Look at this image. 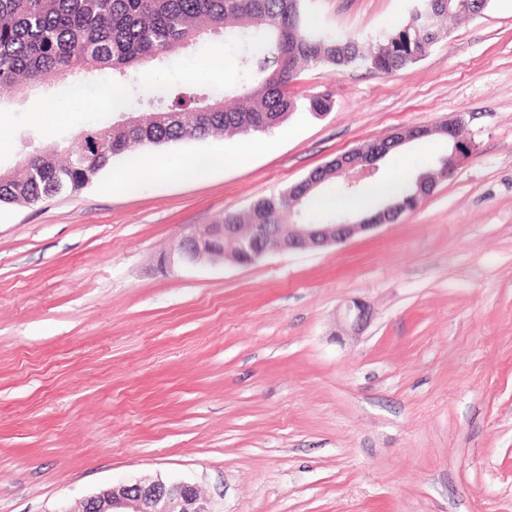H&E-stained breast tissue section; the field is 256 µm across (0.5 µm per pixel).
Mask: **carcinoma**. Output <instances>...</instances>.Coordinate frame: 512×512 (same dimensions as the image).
I'll use <instances>...</instances> for the list:
<instances>
[{
	"instance_id": "cac0c4a2",
	"label": "carcinoma",
	"mask_w": 512,
	"mask_h": 512,
	"mask_svg": "<svg viewBox=\"0 0 512 512\" xmlns=\"http://www.w3.org/2000/svg\"><path fill=\"white\" fill-rule=\"evenodd\" d=\"M305 0H0V88L28 95L53 78L62 88L111 77L110 99L131 102L140 121L120 117L81 133L64 146L38 149L0 172V205H36L77 192L112 159L138 148L210 137L268 133L295 112L320 115L324 95L295 90L306 70L364 67L387 75L422 60L437 40L438 23L484 10L489 0H420L408 22L365 44L337 33L308 31ZM241 45L246 78L232 100L165 84L136 96L134 73L188 52L211 33ZM298 185L263 197L220 224H286L304 207Z\"/></svg>"
}]
</instances>
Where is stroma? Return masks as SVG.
<instances>
[{
  "instance_id": "obj_1",
  "label": "stroma",
  "mask_w": 512,
  "mask_h": 512,
  "mask_svg": "<svg viewBox=\"0 0 512 512\" xmlns=\"http://www.w3.org/2000/svg\"><path fill=\"white\" fill-rule=\"evenodd\" d=\"M412 0H306L309 29L372 39ZM214 35L149 76L238 84ZM105 82L0 101V168L94 127ZM331 108L293 131L146 150L143 180L0 207V512H77L133 478L194 484L215 512H512V0L415 65L304 72ZM464 116L474 148L417 209L321 250L164 266L215 223L396 130ZM258 151L244 154L247 143ZM448 152L410 141L372 181ZM197 155L201 181L182 178ZM366 326L343 325L349 302Z\"/></svg>"
}]
</instances>
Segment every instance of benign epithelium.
Wrapping results in <instances>:
<instances>
[{
    "label": "benign epithelium",
    "instance_id": "obj_1",
    "mask_svg": "<svg viewBox=\"0 0 512 512\" xmlns=\"http://www.w3.org/2000/svg\"><path fill=\"white\" fill-rule=\"evenodd\" d=\"M464 121L459 116L454 120L435 125L423 126L393 133L395 145L424 137L436 130L446 133ZM473 148L471 140H455L452 149L441 158V167L448 173L457 169ZM375 147L361 146L341 155L334 161L336 175L343 177L345 188L356 190L359 185L357 174L374 168ZM374 228L358 220L344 217L334 224H254L252 232L256 239L270 238L275 246L250 256L254 264L267 254L277 251H292L324 248L344 242L364 231ZM233 224H207L191 227L181 237L167 261L182 265L197 264L201 261L218 262L224 260V238L235 235ZM367 307L360 302H352L346 307L345 322L353 329H360L368 320ZM78 512H213L211 502L202 496L196 487L183 482H167L162 479H137L112 485L84 499Z\"/></svg>",
    "mask_w": 512,
    "mask_h": 512
}]
</instances>
